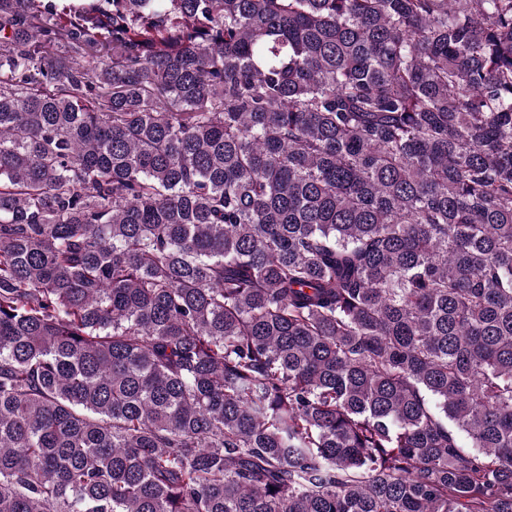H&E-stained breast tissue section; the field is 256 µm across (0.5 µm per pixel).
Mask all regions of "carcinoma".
I'll list each match as a JSON object with an SVG mask.
<instances>
[{"label":"carcinoma","mask_w":512,"mask_h":512,"mask_svg":"<svg viewBox=\"0 0 512 512\" xmlns=\"http://www.w3.org/2000/svg\"><path fill=\"white\" fill-rule=\"evenodd\" d=\"M0 512H512V0H0Z\"/></svg>","instance_id":"cac0c4a2"}]
</instances>
